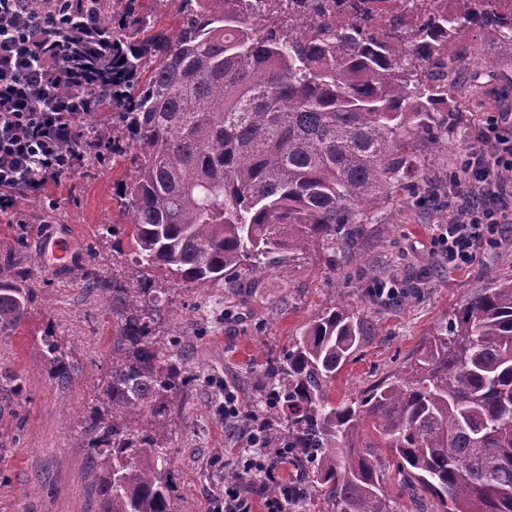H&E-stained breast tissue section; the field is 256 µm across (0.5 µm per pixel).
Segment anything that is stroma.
<instances>
[{
	"label": "stroma",
	"instance_id": "1",
	"mask_svg": "<svg viewBox=\"0 0 512 512\" xmlns=\"http://www.w3.org/2000/svg\"><path fill=\"white\" fill-rule=\"evenodd\" d=\"M468 42L472 57L459 72L454 141L448 149L421 152L428 176L442 185L458 150L475 146L485 113L512 107V60L490 67L498 49L476 30ZM132 153L125 143L101 157L85 155L74 173L23 199L15 213L0 214V259L18 249L38 257L30 280L46 291L17 327L0 331V512H98L77 435L110 370L112 310L105 295L86 284L84 266L91 247L105 278L126 279L133 254L120 190L132 180ZM448 214L396 194L365 225L355 260L332 266L321 248L311 247L266 276H238L234 288L152 273L151 285L163 292L169 310L155 337L164 345L177 339L186 365L199 375L173 408L163 437L175 512H208L224 493L232 448L245 442L244 434L224 426L225 389L235 391L244 409H257L266 361L282 357L329 298L367 324L354 360L331 387V398L349 399L401 373L466 299L512 275V241L461 271L436 263L430 241ZM418 274L423 284L408 302L384 306L367 291L374 279ZM48 332L59 337L74 368L67 384L50 379L43 365L40 338ZM17 374L27 379L25 393L6 385Z\"/></svg>",
	"mask_w": 512,
	"mask_h": 512
}]
</instances>
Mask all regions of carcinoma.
<instances>
[{
	"mask_svg": "<svg viewBox=\"0 0 512 512\" xmlns=\"http://www.w3.org/2000/svg\"><path fill=\"white\" fill-rule=\"evenodd\" d=\"M112 40L132 78L100 144L131 142L133 182L120 203L135 244L129 284L108 282L88 252L90 287L112 298L111 370L80 425L100 512H173L159 432L195 376L160 345L162 298L142 271L195 285L265 275L309 246L350 257L371 213L394 194L436 201L418 169L423 147L455 135L457 65L476 29L512 50L504 0H175V31L124 0ZM42 291L24 261L0 264V331ZM364 320L336 303L267 364L261 400L279 428L302 497L314 484L331 512H396L401 489L443 512H512V277L472 295L407 370L356 399L331 400ZM64 383L60 340L40 338ZM148 418L149 426L139 427ZM387 490L390 498L399 504L398 512H442V506L438 500L432 498L423 492H414L412 496L407 492L401 491L396 481L392 479V472L387 476Z\"/></svg>",
	"mask_w": 512,
	"mask_h": 512,
	"instance_id": "obj_1",
	"label": "carcinoma"
}]
</instances>
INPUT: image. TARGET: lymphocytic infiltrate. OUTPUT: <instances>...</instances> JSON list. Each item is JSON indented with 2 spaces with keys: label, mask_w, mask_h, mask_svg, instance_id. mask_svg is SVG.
I'll return each mask as SVG.
<instances>
[{
  "label": "lymphocytic infiltrate",
  "mask_w": 512,
  "mask_h": 512,
  "mask_svg": "<svg viewBox=\"0 0 512 512\" xmlns=\"http://www.w3.org/2000/svg\"><path fill=\"white\" fill-rule=\"evenodd\" d=\"M89 0H0V213L74 171L87 147L86 122L112 103V30L86 21ZM449 190L458 205L435 225L434 253L468 268L500 248L512 224V109L489 115ZM253 424L236 457L240 480L224 485L217 512H253L248 481H277Z\"/></svg>",
  "instance_id": "f902f5d3"
}]
</instances>
